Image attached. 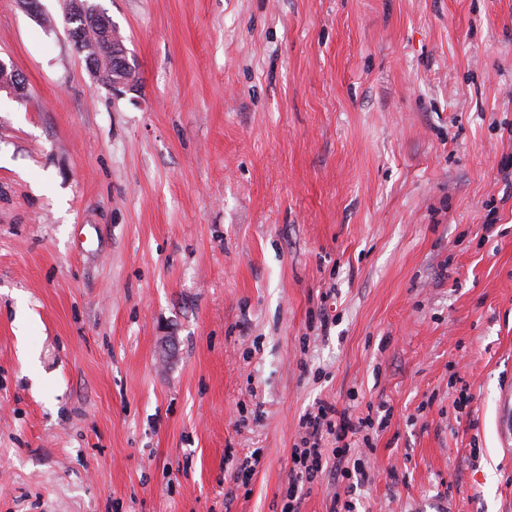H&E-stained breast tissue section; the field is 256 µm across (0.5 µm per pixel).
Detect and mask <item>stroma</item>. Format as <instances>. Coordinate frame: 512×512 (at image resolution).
<instances>
[{
  "mask_svg": "<svg viewBox=\"0 0 512 512\" xmlns=\"http://www.w3.org/2000/svg\"><path fill=\"white\" fill-rule=\"evenodd\" d=\"M91 2L136 86L0 0V512H282L321 401L512 512V0ZM500 434L504 446L512 441V389L505 388L500 396Z\"/></svg>",
  "mask_w": 512,
  "mask_h": 512,
  "instance_id": "35a3bbf8",
  "label": "stroma"
}]
</instances>
